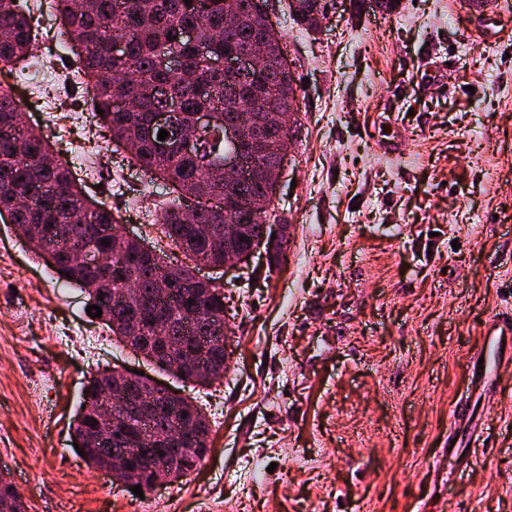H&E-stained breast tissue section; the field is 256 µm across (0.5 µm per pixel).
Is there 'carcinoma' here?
I'll list each match as a JSON object with an SVG mask.
<instances>
[{"mask_svg":"<svg viewBox=\"0 0 512 512\" xmlns=\"http://www.w3.org/2000/svg\"><path fill=\"white\" fill-rule=\"evenodd\" d=\"M56 11L67 16L69 42L56 40L58 51L73 59L74 72L83 74L94 85L91 110L103 133L100 138L121 146L132 141L131 161L150 179L164 185L165 193L155 204L156 224L167 239V246L191 253L215 265L224 263V224L235 219L252 225L250 234L237 247L254 245L272 253L273 264L285 259L290 239L274 247L261 239V225L274 218L275 208L261 201L260 185L244 180L229 188L213 184L224 178L217 169L224 166V155L238 149L232 139L235 126L248 122L251 113L262 109L288 111V100L298 89L294 73L280 67V49L266 45L252 73L241 77L224 75L209 67L197 45L212 56L243 53L264 40L265 18L252 0H236L233 17L225 18L224 0H55ZM294 24L304 31L318 29L324 16L322 0H294L290 9ZM191 29L195 42L184 38ZM129 35L126 63L136 76L119 73L109 40L116 32ZM37 26L30 0H0V61L14 64L32 58ZM168 43L179 57L175 68L163 67L156 59L159 42ZM178 104L184 126L192 130L201 112L216 114L210 136L196 138L190 150L173 144L165 154L155 151L159 129L151 115L168 103ZM49 143L41 131L30 125L20 111L12 89L0 85V218L8 214L11 223L35 225L28 236L31 253L62 271L58 279L82 288L88 305L102 310L100 320L120 342H125L126 309L112 299L119 289L139 291L144 340L149 344L146 357L153 358L162 346L182 336L186 348L202 354L215 369L212 376L194 374L185 383L209 386L224 379L231 352L224 336H216L198 324L195 305L184 301L194 297L206 304V315L224 319L222 291L203 286L196 267L184 265L181 276L185 287L164 298L155 292L157 280L164 277L168 262L153 247L140 255L132 248L103 235V229L117 220L102 203L89 201L74 180L69 166L48 162ZM108 244H102V241ZM112 253V265L89 271L71 260L69 252L80 251L89 242ZM112 391V379L96 375L84 389L81 405L88 415L77 422L74 434L86 444L95 409ZM195 435L190 444L191 466L197 467L210 451V424L206 414L192 405ZM117 442L107 449L85 448L83 458L93 468L110 465L121 453ZM0 503L10 512H24L23 503L11 482L0 477Z\"/></svg>","mask_w":512,"mask_h":512,"instance_id":"1","label":"carcinoma"}]
</instances>
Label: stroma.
<instances>
[{
	"mask_svg": "<svg viewBox=\"0 0 512 512\" xmlns=\"http://www.w3.org/2000/svg\"><path fill=\"white\" fill-rule=\"evenodd\" d=\"M468 0H339L317 33L285 0L271 20L301 84L293 157L275 205L285 260L201 268L224 286L231 357L201 389L158 371L58 288L0 221V470L27 512H141L73 446L88 379L143 371L210 420V451L153 512H512V360L477 401L476 355L512 305V18L477 36ZM84 109L66 59L34 51ZM86 193L156 243L155 195L126 152ZM99 350L69 352L59 326ZM484 421L486 460L448 479L458 401Z\"/></svg>",
	"mask_w": 512,
	"mask_h": 512,
	"instance_id": "obj_1",
	"label": "stroma"
}]
</instances>
